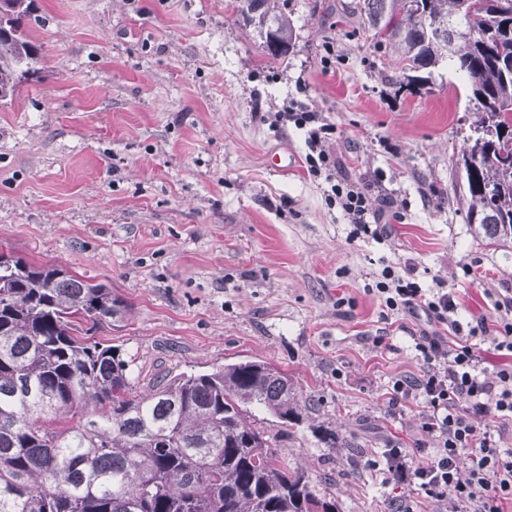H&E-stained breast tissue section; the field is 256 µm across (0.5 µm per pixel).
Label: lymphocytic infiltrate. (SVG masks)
<instances>
[{"label":"lymphocytic infiltrate","mask_w":512,"mask_h":512,"mask_svg":"<svg viewBox=\"0 0 512 512\" xmlns=\"http://www.w3.org/2000/svg\"><path fill=\"white\" fill-rule=\"evenodd\" d=\"M276 128L295 126L305 133V165L309 175L330 187L327 199L355 224L356 237L378 242L392 236L394 223L403 215L390 197L371 209L376 175L349 176L331 150L336 126L322 113L291 101L271 113ZM382 318L396 314L426 318L427 330L414 339L420 372L393 378L388 391L392 415L403 414L407 404L421 403L419 428L428 443L417 448H392L391 463L381 467L364 457L363 468L383 481H395L425 497L446 502L450 512H512V448L502 440L512 431V289L498 295L495 327L485 320L462 323L458 301L445 280L424 289L412 265L384 268L377 283ZM453 330L454 339L434 333V326ZM500 364L487 369L488 356Z\"/></svg>","instance_id":"obj_1"}]
</instances>
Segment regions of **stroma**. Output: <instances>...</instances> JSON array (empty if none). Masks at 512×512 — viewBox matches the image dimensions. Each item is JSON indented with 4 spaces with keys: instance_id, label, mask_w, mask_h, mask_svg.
Returning a JSON list of instances; mask_svg holds the SVG:
<instances>
[{
    "instance_id": "1",
    "label": "stroma",
    "mask_w": 512,
    "mask_h": 512,
    "mask_svg": "<svg viewBox=\"0 0 512 512\" xmlns=\"http://www.w3.org/2000/svg\"><path fill=\"white\" fill-rule=\"evenodd\" d=\"M351 3L276 0L295 44L274 61L234 0H34L44 54L0 104V249L110 282L130 310L97 337L139 384L256 359L287 372L315 403L280 437L289 465L330 481L337 512H392L409 489L359 461L422 437L418 405L386 411L391 378L419 370L422 324L382 319L371 288L408 260L422 287L455 289L461 320L491 322L512 248L478 237L455 196L464 83L443 63L401 88ZM290 99L335 122L351 173L383 172L405 217L392 239L350 241L302 131L264 119Z\"/></svg>"
}]
</instances>
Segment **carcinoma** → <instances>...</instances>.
<instances>
[{
  "instance_id": "obj_1",
  "label": "carcinoma",
  "mask_w": 512,
  "mask_h": 512,
  "mask_svg": "<svg viewBox=\"0 0 512 512\" xmlns=\"http://www.w3.org/2000/svg\"><path fill=\"white\" fill-rule=\"evenodd\" d=\"M33 0H0V101L43 53L24 29ZM272 0L238 10L293 45ZM354 0L360 29L400 72L448 62L467 80L475 120L459 185L468 223L512 245V0ZM129 310L112 284L9 255L0 263V512H336L319 481L292 468L254 411L298 426L308 407L263 360L154 381L137 392L122 349L91 329Z\"/></svg>"
}]
</instances>
